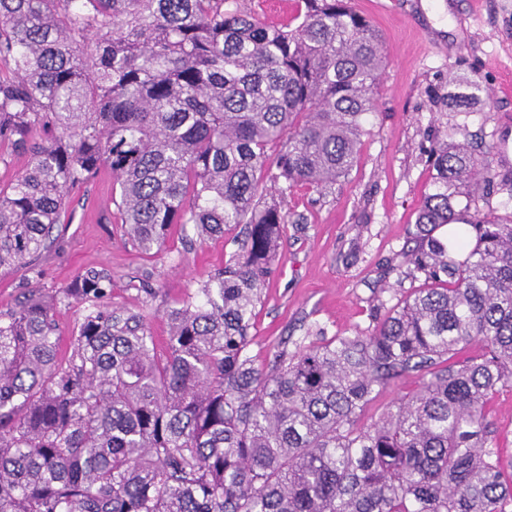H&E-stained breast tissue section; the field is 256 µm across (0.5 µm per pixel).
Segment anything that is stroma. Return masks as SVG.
I'll return each instance as SVG.
<instances>
[{"label": "stroma", "mask_w": 512, "mask_h": 512, "mask_svg": "<svg viewBox=\"0 0 512 512\" xmlns=\"http://www.w3.org/2000/svg\"><path fill=\"white\" fill-rule=\"evenodd\" d=\"M358 9L381 33L387 59L370 133L348 177L281 199L291 222L251 330L259 367L289 337L369 333L378 308L415 288L402 254L415 245L416 211L433 174L423 153L428 136L467 143L493 167L512 171V0H359ZM464 80L474 98L461 112L450 96ZM235 249L225 237L190 242L176 225L161 251L139 253L123 237L112 174L104 170L74 192L60 244L34 270L0 274V311L25 289L52 291L78 272L104 268L113 305L147 308L160 337L163 308L222 269ZM140 282L157 291L151 305L134 289ZM487 421L503 463L512 462L511 390L496 396Z\"/></svg>", "instance_id": "stroma-1"}]
</instances>
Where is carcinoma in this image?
<instances>
[{
	"instance_id": "obj_1",
	"label": "carcinoma",
	"mask_w": 512,
	"mask_h": 512,
	"mask_svg": "<svg viewBox=\"0 0 512 512\" xmlns=\"http://www.w3.org/2000/svg\"><path fill=\"white\" fill-rule=\"evenodd\" d=\"M384 63L350 0L280 23L230 0H0V161L29 156L0 185V272L56 245L70 191L103 169L143 254L174 224L199 242L244 226L163 309L161 341L96 268L0 312V512H512L487 423L512 387V213L471 211L512 176L466 144L431 139L419 287L368 334L250 355L288 224L268 185L348 175ZM63 302L83 308L64 355Z\"/></svg>"
}]
</instances>
